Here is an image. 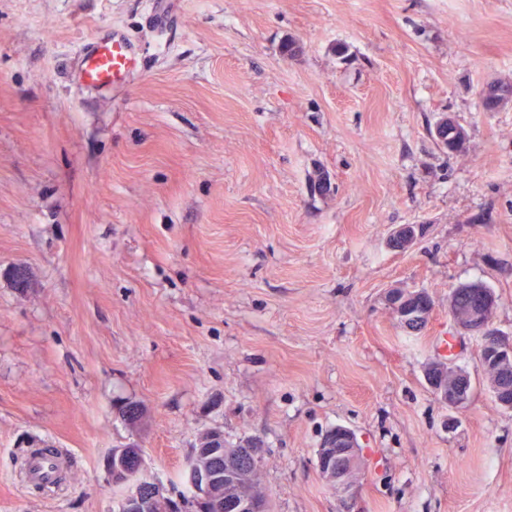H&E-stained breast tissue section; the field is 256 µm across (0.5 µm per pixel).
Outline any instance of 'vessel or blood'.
I'll return each mask as SVG.
<instances>
[{
	"instance_id": "b4317fda",
	"label": "vessel or blood",
	"mask_w": 512,
	"mask_h": 512,
	"mask_svg": "<svg viewBox=\"0 0 512 512\" xmlns=\"http://www.w3.org/2000/svg\"><path fill=\"white\" fill-rule=\"evenodd\" d=\"M137 57L136 48L126 36L117 34L95 41L81 52L80 80L98 88L115 85L134 68ZM56 467V460L48 456H33L28 463L30 477L46 485L53 482Z\"/></svg>"
}]
</instances>
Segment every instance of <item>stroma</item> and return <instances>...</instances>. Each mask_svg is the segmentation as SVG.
Returning a JSON list of instances; mask_svg holds the SVG:
<instances>
[{"mask_svg": "<svg viewBox=\"0 0 512 512\" xmlns=\"http://www.w3.org/2000/svg\"><path fill=\"white\" fill-rule=\"evenodd\" d=\"M116 32L136 69L83 86L80 51ZM495 81L512 0H0V512H119L104 461L133 445L176 495L213 428L260 441L272 512H512V411L448 312L483 283L512 336ZM400 224L428 231L398 252ZM392 288L429 291L425 332ZM438 358L467 407L426 384ZM338 426L349 494L317 467ZM38 446L67 453L59 492L26 477ZM434 134L437 142L448 149L457 148L466 141V132L452 117L443 116L436 124ZM449 136V137H448ZM424 377L438 400L449 408H464L473 397L475 386L470 374L452 367L446 359L428 363ZM317 459L318 469L326 481L345 493L353 490L354 476L360 464V449L350 430L340 427L326 434Z\"/></svg>", "mask_w": 512, "mask_h": 512, "instance_id": "obj_1", "label": "stroma"}]
</instances>
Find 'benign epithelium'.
Instances as JSON below:
<instances>
[{"label":"benign epithelium","mask_w":512,"mask_h":512,"mask_svg":"<svg viewBox=\"0 0 512 512\" xmlns=\"http://www.w3.org/2000/svg\"><path fill=\"white\" fill-rule=\"evenodd\" d=\"M434 134L439 145L457 148L466 141V132L452 117L446 115L436 124ZM425 228L417 224H402L394 228L392 246L400 251L408 250L424 235ZM476 306L460 312L454 307V297H449L448 311L460 336H473L479 342V359L489 375V387L496 402L504 409L512 410V338L503 336L493 326L495 299L485 291L476 292ZM389 308L398 324L408 332L424 329L430 319L434 301L424 289L392 288L386 296ZM424 377L438 400L452 409L467 406L473 397L475 386L469 373L454 368L442 358L428 363ZM224 458V432L220 429L207 431L191 451L188 459L187 478L195 484L196 507L200 512H266V502L240 493V490L224 482V470L219 466ZM318 469L331 485L349 493L355 487V474L360 464V449L355 435L340 427L326 434L317 453ZM109 477L121 484H128L143 469L140 449L122 447L112 449L104 462ZM161 504H169V495L156 484L140 481L126 500L127 512L142 510Z\"/></svg>","instance_id":"obj_1"}]
</instances>
